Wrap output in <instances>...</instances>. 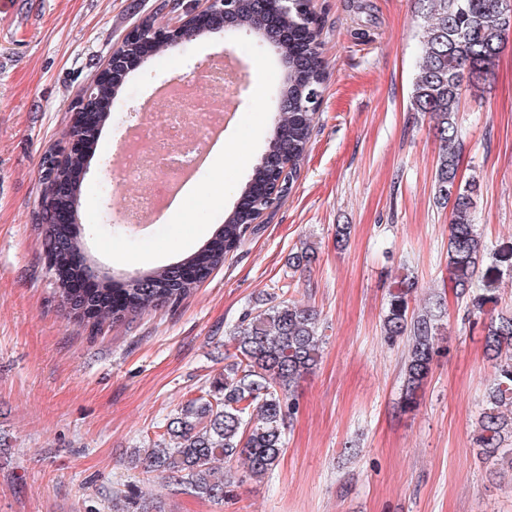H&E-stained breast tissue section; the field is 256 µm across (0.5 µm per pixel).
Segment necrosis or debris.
<instances>
[{
  "label": "necrosis or debris",
  "instance_id": "necrosis-or-debris-1",
  "mask_svg": "<svg viewBox=\"0 0 512 512\" xmlns=\"http://www.w3.org/2000/svg\"><path fill=\"white\" fill-rule=\"evenodd\" d=\"M203 69L164 94L162 107L139 113L116 150L114 177L137 186L123 199L124 224L146 223L176 199L177 184L209 153L211 129L231 110L236 81L225 74L223 61L210 57Z\"/></svg>",
  "mask_w": 512,
  "mask_h": 512
}]
</instances>
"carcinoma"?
<instances>
[{"mask_svg": "<svg viewBox=\"0 0 512 512\" xmlns=\"http://www.w3.org/2000/svg\"><path fill=\"white\" fill-rule=\"evenodd\" d=\"M186 0H156L152 14L140 28L155 25L159 16L175 13ZM507 0H418L417 14L424 31L421 61L412 87V106L430 117L438 141L434 188L436 200L450 207L448 278L457 297L467 298V314L481 315L489 298L481 293L486 272L482 263L487 243L474 223L480 195L476 180L457 181L461 160L457 113L464 95L477 96L488 81L489 71L512 39L507 24ZM225 30L257 36L252 54L272 46L285 65L279 92L278 120L261 161L244 192L264 188L275 191V207L291 191L296 162L309 143L313 98L322 94L326 69L315 28L312 0H233L224 15ZM216 29V20L206 15L192 17L171 41L158 45L161 57L174 44L191 41ZM116 87L99 79L87 84L74 102L82 109L71 126L76 140L88 145L98 142L102 127L112 114ZM87 154L67 153L58 162L53 148L42 159L43 196L34 220L41 230L43 245L52 256L54 271L72 264V254L81 250L76 235L60 241L48 214L78 212L77 195H62L54 183L66 180L87 167ZM259 218L250 206H236L224 215L221 229L202 248L181 260L191 269L180 275L175 266H162L136 278L116 283L98 278L96 296L78 299L64 281L56 292L62 306L84 316L78 302L92 305L96 297H112V305L91 316L93 323L120 322L130 316L176 305L186 298L224 262L228 252L243 242ZM416 284L403 281L390 299L382 320L389 339L407 338L408 354L403 366V403L413 408L427 380L437 352L439 323L432 311L410 309ZM318 312L279 295L246 313L230 333L227 354L230 362L224 375L208 393L188 400L163 425L153 447L142 459L144 472L160 476L208 499L224 498L231 476L224 471L243 461L253 477L274 470L285 446V425L297 411L296 389L312 375L321 357ZM483 349L493 363V378L486 404L473 431L476 455L492 472L512 478V314L499 313L483 322Z\"/></svg>", "mask_w": 512, "mask_h": 512, "instance_id": "obj_1", "label": "carcinoma"}]
</instances>
